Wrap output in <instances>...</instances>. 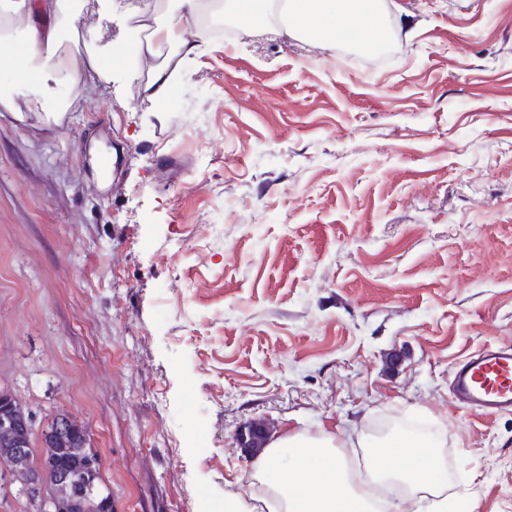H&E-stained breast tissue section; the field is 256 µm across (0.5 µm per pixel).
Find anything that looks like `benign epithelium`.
I'll list each match as a JSON object with an SVG mask.
<instances>
[{"label":"benign epithelium","mask_w":512,"mask_h":512,"mask_svg":"<svg viewBox=\"0 0 512 512\" xmlns=\"http://www.w3.org/2000/svg\"><path fill=\"white\" fill-rule=\"evenodd\" d=\"M27 418L15 403V397L8 391H0V446L9 452L13 479L23 485L26 491L40 490L41 512H112V493L109 489L94 484V475L102 473V458L96 451L85 455L84 484L72 478L68 472L50 469L43 461L46 449L56 443H66L73 438L87 442L85 426L69 414H63L55 421V427L42 443V449L35 451L26 442ZM269 432L264 425L250 423L239 432L237 442L242 452L255 453L256 446L267 440Z\"/></svg>","instance_id":"7a95c632"}]
</instances>
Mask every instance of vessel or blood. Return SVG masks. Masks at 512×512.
Here are the masks:
<instances>
[{"instance_id":"vessel-or-blood-1","label":"vessel or blood","mask_w":512,"mask_h":512,"mask_svg":"<svg viewBox=\"0 0 512 512\" xmlns=\"http://www.w3.org/2000/svg\"><path fill=\"white\" fill-rule=\"evenodd\" d=\"M455 403L478 414L512 412V342L485 347L457 365Z\"/></svg>"}]
</instances>
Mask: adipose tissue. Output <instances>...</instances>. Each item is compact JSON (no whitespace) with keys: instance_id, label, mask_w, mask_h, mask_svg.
<instances>
[{"instance_id":"ef3b65f1","label":"adipose tissue","mask_w":512,"mask_h":512,"mask_svg":"<svg viewBox=\"0 0 512 512\" xmlns=\"http://www.w3.org/2000/svg\"><path fill=\"white\" fill-rule=\"evenodd\" d=\"M97 3L99 27L90 31L82 48L60 55L57 47L79 23L81 0H0V27L8 31V49L0 53L1 110L14 112L22 106L36 124L58 127L82 101L111 94L119 75L138 80L148 100L168 99L172 65L199 52L189 30L212 8V0ZM269 5L270 0H223L221 7L226 14L250 17L252 30H273L330 47L343 38L370 47L387 33L382 0H282L276 14ZM117 11L139 45L136 60L103 54L99 47ZM54 73L64 74L69 94L50 112L38 85ZM445 443L444 434L432 435L424 451L415 453L406 432L372 447L363 435L343 440L330 431L315 437L285 431L259 453L251 478L277 500L282 512H380L374 494L383 486L403 488L404 501L427 499L434 512H445L448 478L437 453ZM367 446L370 460L357 467V451Z\"/></svg>"}]
</instances>
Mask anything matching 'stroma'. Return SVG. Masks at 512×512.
I'll use <instances>...</instances> for the list:
<instances>
[{
	"label": "stroma",
	"mask_w": 512,
	"mask_h": 512,
	"mask_svg": "<svg viewBox=\"0 0 512 512\" xmlns=\"http://www.w3.org/2000/svg\"><path fill=\"white\" fill-rule=\"evenodd\" d=\"M386 4L369 50L210 36L164 104L0 112V389L87 426L112 512L254 506L253 421L444 431L450 512H512V414L450 391L512 341V0ZM269 432L264 425L259 423H250L245 425L237 436V442L242 452L247 455H253L259 442H266Z\"/></svg>",
	"instance_id": "35a3bbf8"
}]
</instances>
